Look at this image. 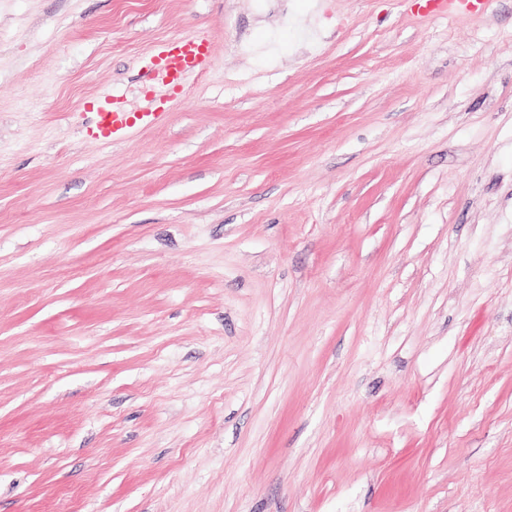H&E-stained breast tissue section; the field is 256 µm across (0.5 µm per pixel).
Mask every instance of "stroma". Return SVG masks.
<instances>
[{"mask_svg":"<svg viewBox=\"0 0 512 512\" xmlns=\"http://www.w3.org/2000/svg\"><path fill=\"white\" fill-rule=\"evenodd\" d=\"M0 512H512V0H0ZM491 0H426L428 5L444 14H453L459 9L484 10ZM208 59V45L204 38L173 41L158 51L151 79L178 90L188 76L204 70ZM89 113L91 118L85 124L87 134L111 143L126 139L136 124L155 125L164 116V112H154L150 107L142 112H129L116 105L112 94L100 96L95 112Z\"/></svg>","mask_w":512,"mask_h":512,"instance_id":"obj_1","label":"stroma"}]
</instances>
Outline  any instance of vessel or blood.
Instances as JSON below:
<instances>
[{
	"label": "vessel or blood",
	"mask_w": 512,
	"mask_h": 512,
	"mask_svg": "<svg viewBox=\"0 0 512 512\" xmlns=\"http://www.w3.org/2000/svg\"><path fill=\"white\" fill-rule=\"evenodd\" d=\"M426 2L435 11L449 15L461 9H485L490 0H426ZM208 59V45L204 38L173 41L158 51L152 70V79L157 84L180 89L188 76L204 70ZM162 118V113L149 107L140 112L128 111L117 106L112 95L105 94L100 96L96 110L92 112L85 129L91 137L114 143L126 139L129 130L135 125H154Z\"/></svg>",
	"instance_id": "vessel-or-blood-1"
}]
</instances>
